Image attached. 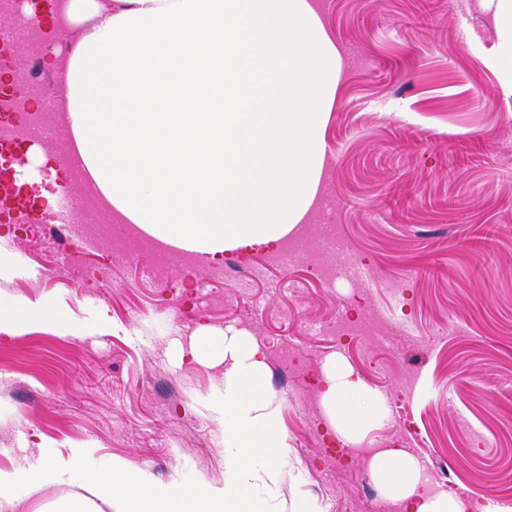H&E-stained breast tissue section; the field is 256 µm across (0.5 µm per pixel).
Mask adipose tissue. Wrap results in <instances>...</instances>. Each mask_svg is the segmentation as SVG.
Returning <instances> with one entry per match:
<instances>
[{"instance_id": "obj_1", "label": "adipose tissue", "mask_w": 512, "mask_h": 512, "mask_svg": "<svg viewBox=\"0 0 512 512\" xmlns=\"http://www.w3.org/2000/svg\"><path fill=\"white\" fill-rule=\"evenodd\" d=\"M498 30L486 63L512 94V0H483ZM79 36L51 58L58 99L86 179L123 223L175 247L213 254L245 242L280 244L307 223L321 192L324 130L342 57L315 0H62ZM58 16V17H59ZM17 186L42 213L53 157L24 143ZM60 305L0 298V332L61 323ZM176 359L223 365L212 413L224 421V481L202 490L157 482L115 458L86 474L87 492L53 512H284L288 440L269 368L250 334L202 331ZM322 405L345 443L362 444L388 416L378 392L342 356L323 366ZM92 448L43 446L33 464L0 468V508L66 485ZM369 473L384 498L412 512H465L448 494L422 495L426 468L399 449Z\"/></svg>"}]
</instances>
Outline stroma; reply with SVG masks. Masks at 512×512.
I'll list each match as a JSON object with an SVG mask.
<instances>
[{
    "instance_id": "stroma-1",
    "label": "stroma",
    "mask_w": 512,
    "mask_h": 512,
    "mask_svg": "<svg viewBox=\"0 0 512 512\" xmlns=\"http://www.w3.org/2000/svg\"><path fill=\"white\" fill-rule=\"evenodd\" d=\"M342 55L336 107L324 131L326 204L332 224L372 279L325 288L307 257L295 270L265 264L270 245L235 250L265 277L186 287L151 278L148 257L53 252L31 242L34 219L0 216V297L55 300L64 328L0 333V467L38 452L87 443L92 464L120 457L166 483L197 490L224 480V426L208 409L219 369L167 355L198 329L255 338L283 405L290 445L285 501L326 505L350 497L362 461L322 417L320 370L343 355L383 395L408 391L407 432L397 448L453 478L463 499L512 504V95L485 56L497 41L479 0H319ZM414 327L393 347L373 336L330 341L308 334L317 318L353 299ZM81 335L68 333V326ZM294 347L291 367L279 352ZM406 390V389H405Z\"/></svg>"
}]
</instances>
